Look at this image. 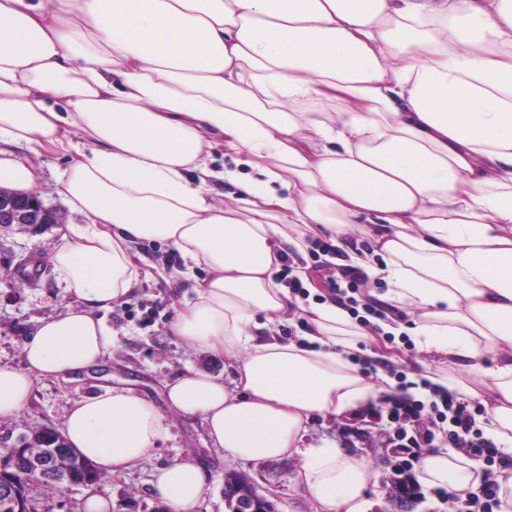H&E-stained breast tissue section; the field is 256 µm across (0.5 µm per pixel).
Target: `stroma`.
<instances>
[{"instance_id": "obj_1", "label": "stroma", "mask_w": 512, "mask_h": 512, "mask_svg": "<svg viewBox=\"0 0 512 512\" xmlns=\"http://www.w3.org/2000/svg\"><path fill=\"white\" fill-rule=\"evenodd\" d=\"M38 163L41 176L34 193L46 208L58 213L59 223L0 226V364L21 371L28 368L24 346L39 321L66 311L76 302L66 293L51 255L68 235L70 225L86 221L64 193L60 181L64 160L46 154ZM135 252L140 269L137 287L102 313L114 337L105 369L114 380L130 382L163 411L168 433L135 467L107 477L95 489H34L32 495L39 512H84L85 502L93 493L111 502V512H168L154 493V475L159 468L187 457L207 466L212 474V488L195 512H228L223 483L228 469L248 477L260 494L273 495L279 512H315L300 486L301 456L263 462L228 456L213 447L201 417L169 410L164 386L178 377L186 365L228 381L233 379L234 371L225 367L223 357L198 349L170 331L178 309L206 278V270L196 268L193 278H186L179 252L165 242L143 241ZM35 263L41 265V275L27 277L25 266ZM100 391L99 380L84 375L68 381L36 379L29 403L16 415L0 418V441L9 445L20 435L46 426L62 429L70 408ZM389 438L386 420L371 416L363 408L349 417H316L301 445L308 448L333 444L367 458L378 474L376 482L364 491L370 502L369 512H396L389 494L395 459Z\"/></svg>"}]
</instances>
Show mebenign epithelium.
Returning <instances> with one entry per match:
<instances>
[{"label": "benign epithelium", "instance_id": "benign-epithelium-1", "mask_svg": "<svg viewBox=\"0 0 512 512\" xmlns=\"http://www.w3.org/2000/svg\"><path fill=\"white\" fill-rule=\"evenodd\" d=\"M58 223V215L44 207L37 196L0 185V224ZM19 471L33 488L53 485L61 491L92 487L105 480L103 472L83 462L66 446L63 435L51 427L22 435L16 444L0 448V500L12 506V512H26L27 507L15 478Z\"/></svg>", "mask_w": 512, "mask_h": 512}]
</instances>
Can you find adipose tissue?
Segmentation results:
<instances>
[{"instance_id": "obj_1", "label": "adipose tissue", "mask_w": 512, "mask_h": 512, "mask_svg": "<svg viewBox=\"0 0 512 512\" xmlns=\"http://www.w3.org/2000/svg\"><path fill=\"white\" fill-rule=\"evenodd\" d=\"M84 142H75L72 131ZM0 185L32 192L36 156L66 158L67 196L86 216L52 255L76 308L42 320L30 368L0 365V418L28 402L34 377L97 366L113 338L100 311L139 282L134 248L172 243L208 277L173 335L224 356L236 377L186 366L170 409L202 416L225 454H303L316 512H367L369 461L333 445L300 450L312 418L347 415L396 391L385 370L350 363L370 332L339 301L292 298L276 283L285 247L326 235L381 301L409 310L427 379L488 410L486 434L512 451V0H0ZM255 174L217 169L211 150ZM234 184L218 202L211 181ZM306 319L302 338L281 327ZM167 432L126 387L77 402L68 444L114 474ZM421 481L460 493L481 461L448 448ZM169 512L211 488L194 459L158 469Z\"/></svg>"}]
</instances>
